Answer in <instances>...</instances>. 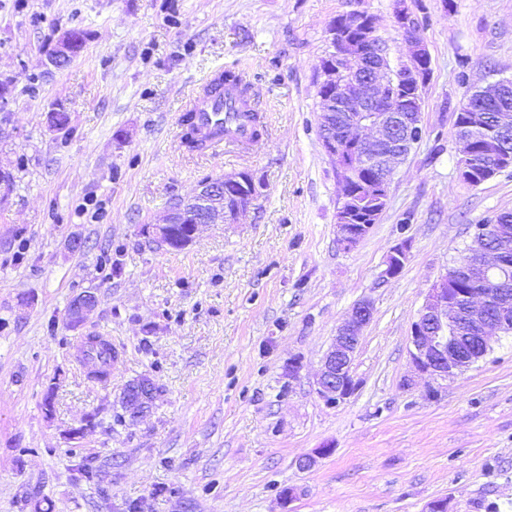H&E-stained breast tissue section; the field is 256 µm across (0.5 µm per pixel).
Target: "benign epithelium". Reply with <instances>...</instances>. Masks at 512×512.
Here are the masks:
<instances>
[{"label": "benign epithelium", "instance_id": "7a95c632", "mask_svg": "<svg viewBox=\"0 0 512 512\" xmlns=\"http://www.w3.org/2000/svg\"><path fill=\"white\" fill-rule=\"evenodd\" d=\"M415 17L407 0H396L394 20L409 46L406 59L390 64L387 48L377 33L375 18L366 11H351L336 17L329 30L331 51L319 63L325 76L322 85L326 109L320 122L322 146L333 162L342 186L341 204L336 213L339 243L346 249L355 247L370 232V224L349 223V204L353 194L349 185L360 171L370 169L375 177L362 183L360 192L368 198L385 201L397 165L423 138V91L430 78L431 60L421 31L414 26ZM71 33L60 38L50 58L55 68L66 65L73 55ZM512 93V77L501 78L469 91L460 103L459 112H490L491 102H499ZM343 112L345 127L334 131V112ZM458 148L457 173L466 184L477 187L485 179L475 176L471 167V134L455 136ZM486 155L504 169L512 167V150L496 140L486 147ZM237 173H226L199 186L196 203L231 197L233 209H224L205 218L208 224H233L239 213L247 210L260 195L261 184L251 181L249 191L230 193L240 182ZM486 225H475L472 243L477 249L468 252L483 277L468 288L456 287L462 265L454 264L425 297L412 324L410 363L418 375L446 381L482 360L491 350L496 332L512 330V313L502 285L507 281L499 251L485 246L482 232ZM412 248L408 238L392 247L382 276H397L407 263ZM96 297L81 292L72 300L70 320L88 319L95 309ZM373 318V305L364 299L356 302L347 319L338 327L333 343L324 354L315 374L318 397L328 405H339L356 393L359 382L352 365L364 330ZM151 385L146 380L134 382L127 401L131 419L150 410Z\"/></svg>", "mask_w": 512, "mask_h": 512}]
</instances>
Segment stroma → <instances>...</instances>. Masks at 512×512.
I'll return each instance as SVG.
<instances>
[{
    "mask_svg": "<svg viewBox=\"0 0 512 512\" xmlns=\"http://www.w3.org/2000/svg\"><path fill=\"white\" fill-rule=\"evenodd\" d=\"M408 3L431 57L426 135L346 250L319 63L331 24L354 10L374 16L391 61L406 58L394 0H0V512H123L129 500L143 512H424L439 498L448 512H512V334L446 381L413 374L408 356L426 295L475 225L512 211V169L469 186L453 137L463 95L512 75V0ZM70 30L84 49L47 71ZM218 66L251 87L266 126L257 152L181 145L182 105ZM57 106L72 135L51 127ZM244 170L262 190L236 223L200 225L180 251L144 234L203 176ZM404 236L410 259L384 278ZM104 242L120 248L117 273L100 267ZM85 290L97 306L75 331L68 308ZM362 299L374 315L352 366L359 388L332 407L314 376ZM80 335L118 349L106 384L77 364ZM142 374L160 387L152 410L112 424ZM320 448L328 456L299 470ZM85 459L98 482L76 479ZM289 487L299 496L286 505Z\"/></svg>",
    "mask_w": 512,
    "mask_h": 512,
    "instance_id": "obj_1",
    "label": "stroma"
}]
</instances>
